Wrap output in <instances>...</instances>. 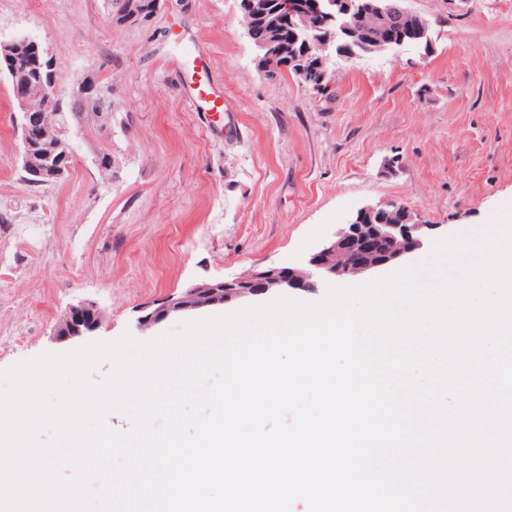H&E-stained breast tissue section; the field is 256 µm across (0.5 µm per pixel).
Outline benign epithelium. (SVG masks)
Segmentation results:
<instances>
[{
	"label": "benign epithelium",
	"instance_id": "1",
	"mask_svg": "<svg viewBox=\"0 0 512 512\" xmlns=\"http://www.w3.org/2000/svg\"><path fill=\"white\" fill-rule=\"evenodd\" d=\"M406 2L374 0L361 9L355 0H330V4L337 5L341 15L345 16L343 28L369 37L380 49L392 43L391 16H408L410 9ZM240 10L249 22V39L257 49L270 56L277 54L276 37L284 18L307 19L312 16L306 0H240ZM293 35L295 40L306 43L294 58V73L301 83L318 91L325 89L330 83L326 67L329 56L325 55L328 46L312 48L310 42L317 35L306 28H297ZM24 40L33 50V66L42 75L43 81L34 89L24 86L15 89L14 97L27 121L46 133L51 124L47 122L46 113L39 102L72 97L78 89L75 86L67 90L60 88L55 60L37 40L28 36ZM55 133L57 151L52 158L44 157L33 151L29 143H23V164L29 173L43 175L51 170L62 176L71 171L72 129H57ZM422 229L423 225L415 220L414 214L404 204L365 205L313 251L302 266L258 267L231 279L191 285L178 295H170L156 304L142 307L136 317V328L145 331L172 316L187 315L268 292H312L321 280H344L373 273L382 267L395 265L421 249L424 245ZM97 310V305L92 302L70 306L65 312L68 329L62 337H81L96 331L101 324Z\"/></svg>",
	"mask_w": 512,
	"mask_h": 512
}]
</instances>
